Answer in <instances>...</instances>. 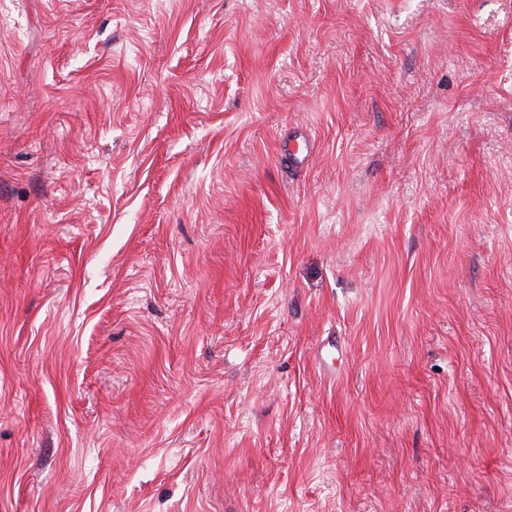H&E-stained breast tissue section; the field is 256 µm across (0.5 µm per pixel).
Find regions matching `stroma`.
I'll list each match as a JSON object with an SVG mask.
<instances>
[{"label":"stroma","mask_w":512,"mask_h":512,"mask_svg":"<svg viewBox=\"0 0 512 512\" xmlns=\"http://www.w3.org/2000/svg\"><path fill=\"white\" fill-rule=\"evenodd\" d=\"M0 512H512V0H0Z\"/></svg>","instance_id":"stroma-1"}]
</instances>
